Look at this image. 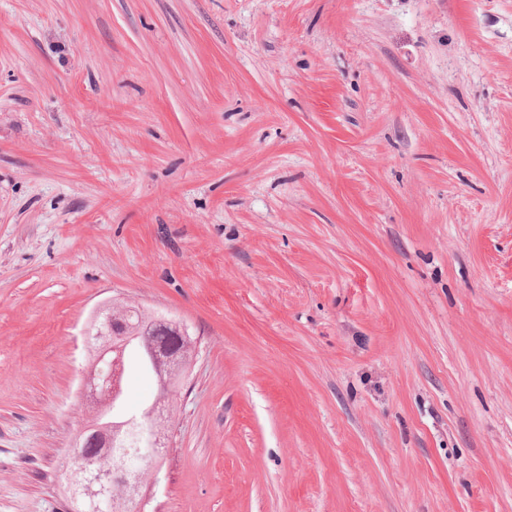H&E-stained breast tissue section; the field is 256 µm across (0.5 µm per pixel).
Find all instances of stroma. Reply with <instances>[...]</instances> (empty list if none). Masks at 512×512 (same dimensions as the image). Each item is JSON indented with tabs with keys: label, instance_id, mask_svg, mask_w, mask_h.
Returning a JSON list of instances; mask_svg holds the SVG:
<instances>
[{
	"label": "stroma",
	"instance_id": "35a3bbf8",
	"mask_svg": "<svg viewBox=\"0 0 512 512\" xmlns=\"http://www.w3.org/2000/svg\"><path fill=\"white\" fill-rule=\"evenodd\" d=\"M114 298L197 341L144 512H512V0H0V512Z\"/></svg>",
	"mask_w": 512,
	"mask_h": 512
}]
</instances>
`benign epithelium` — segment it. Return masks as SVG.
Masks as SVG:
<instances>
[{
	"instance_id": "benign-epithelium-1",
	"label": "benign epithelium",
	"mask_w": 512,
	"mask_h": 512,
	"mask_svg": "<svg viewBox=\"0 0 512 512\" xmlns=\"http://www.w3.org/2000/svg\"><path fill=\"white\" fill-rule=\"evenodd\" d=\"M132 304L114 299L98 307L89 320L86 336L90 354L94 358L93 369L83 380L85 396L98 403L95 420L83 434L76 437L70 454L69 478L76 483L81 476L90 480L82 491L84 508L88 512H110L120 503L127 512H140L147 502L146 486L138 472L139 460H151L162 455L167 447V406L172 393L163 394L153 405L144 424L134 417L121 422L112 421V405L121 397L120 382L124 370V355L130 341L140 338L149 349V359L162 384L171 377L187 378V370L193 361L196 342L188 327L180 321L156 314H141L139 322L128 321ZM159 331L173 332L184 343L183 355L174 354L164 347L151 343V336ZM140 426L139 447L142 453L137 460H112V466L101 468L98 459L110 451L121 432L129 427Z\"/></svg>"
}]
</instances>
